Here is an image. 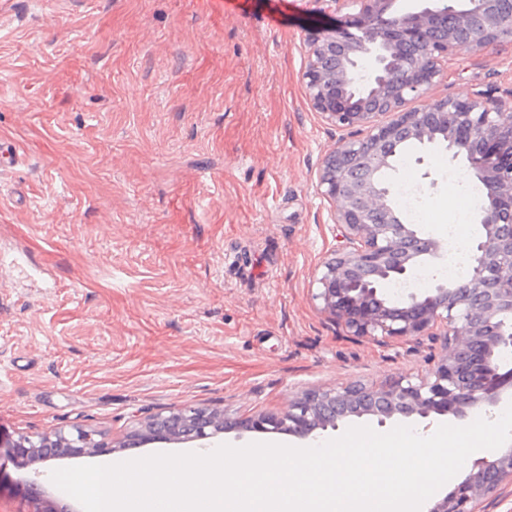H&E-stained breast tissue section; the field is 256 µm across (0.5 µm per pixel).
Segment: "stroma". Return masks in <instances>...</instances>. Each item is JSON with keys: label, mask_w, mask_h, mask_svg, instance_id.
<instances>
[{"label": "stroma", "mask_w": 512, "mask_h": 512, "mask_svg": "<svg viewBox=\"0 0 512 512\" xmlns=\"http://www.w3.org/2000/svg\"><path fill=\"white\" fill-rule=\"evenodd\" d=\"M334 21L308 0H0V439L80 425L109 455L19 467L0 455V512H36L34 472L222 444L305 446L230 430L146 441L185 406L233 421L309 389L427 376L430 342L346 335L311 297L336 245L317 186L336 130L301 83L302 35ZM512 89V44L460 53L434 94ZM418 145L423 230L443 237L448 174Z\"/></svg>", "instance_id": "35a3bbf8"}]
</instances>
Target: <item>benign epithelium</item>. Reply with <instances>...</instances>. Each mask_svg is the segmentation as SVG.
Segmentation results:
<instances>
[{
    "mask_svg": "<svg viewBox=\"0 0 512 512\" xmlns=\"http://www.w3.org/2000/svg\"><path fill=\"white\" fill-rule=\"evenodd\" d=\"M312 11L338 26L305 33L301 82L322 122L343 132L318 171V187L336 224V248L324 258L313 294L319 309L350 336L380 346L395 340L439 345L433 367L421 378L400 377L379 388L360 384L309 390L280 413L260 412L234 426L317 439V431L351 417L372 416L383 426L397 414L464 418L488 410L512 390V367L500 353L512 347L504 319L512 317V106L476 91L459 99L432 91L448 60L491 43L512 42V0H416L408 10L395 0H307ZM421 106L413 107L411 103ZM439 141L451 159L466 158L485 190L478 240L467 246L471 278L437 281L422 294L393 300L382 284H405L418 269L440 259L448 243L425 236L395 213L392 158L399 144ZM152 439L177 436L164 418ZM96 433L21 437L10 448L16 460L47 462L62 453L106 454ZM26 485L39 512H73L45 491ZM512 476V447L479 457L469 475L427 512H480L485 496Z\"/></svg>",
    "mask_w": 512,
    "mask_h": 512,
    "instance_id": "7a95c632",
    "label": "benign epithelium"
}]
</instances>
